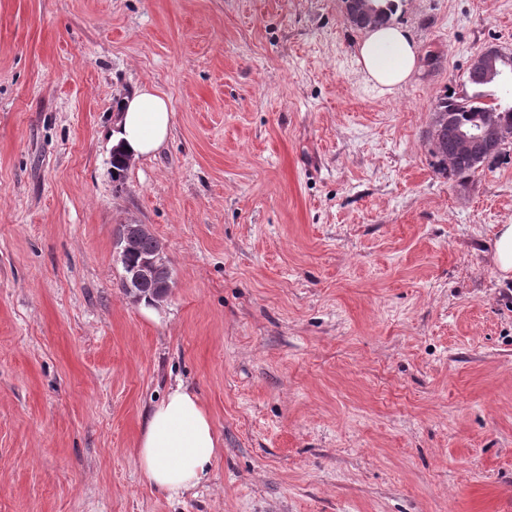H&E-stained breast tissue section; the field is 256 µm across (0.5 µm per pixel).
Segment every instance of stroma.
<instances>
[{"mask_svg": "<svg viewBox=\"0 0 512 512\" xmlns=\"http://www.w3.org/2000/svg\"><path fill=\"white\" fill-rule=\"evenodd\" d=\"M413 79L357 63L341 0H0V512H512V146L467 186L427 131L512 0H404ZM173 129L112 174L124 94ZM172 271L145 314L118 225ZM183 383L197 488L139 469ZM493 261L503 278L512 276V224L499 226L494 241ZM218 452L208 413L194 393L178 384L150 409L135 458L152 485L178 495L205 480Z\"/></svg>", "mask_w": 512, "mask_h": 512, "instance_id": "stroma-1", "label": "stroma"}]
</instances>
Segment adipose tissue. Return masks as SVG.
<instances>
[{
	"label": "adipose tissue",
	"mask_w": 512,
	"mask_h": 512,
	"mask_svg": "<svg viewBox=\"0 0 512 512\" xmlns=\"http://www.w3.org/2000/svg\"><path fill=\"white\" fill-rule=\"evenodd\" d=\"M418 49L410 32L396 23L369 29L358 45V63L374 85L392 91L414 74ZM172 125L170 98L143 87L124 97L108 131L113 147L131 160L154 155ZM211 419L196 395L175 386L150 409L136 443L140 470L157 488L177 495L201 484L218 455Z\"/></svg>",
	"instance_id": "adipose-tissue-1"
}]
</instances>
